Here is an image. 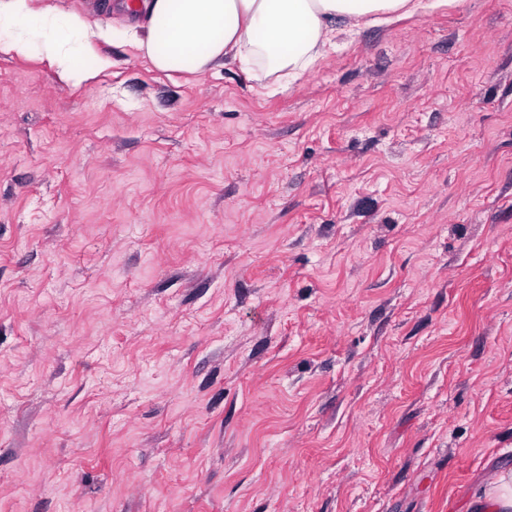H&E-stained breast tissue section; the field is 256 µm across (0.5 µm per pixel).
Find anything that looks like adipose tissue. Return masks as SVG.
Returning <instances> with one entry per match:
<instances>
[{"label": "adipose tissue", "instance_id": "1", "mask_svg": "<svg viewBox=\"0 0 512 512\" xmlns=\"http://www.w3.org/2000/svg\"><path fill=\"white\" fill-rule=\"evenodd\" d=\"M425 0H140L144 36L102 29L78 12L31 0H0V52L51 62L68 82L91 74L76 68L96 42L123 37L161 71L205 73L228 59L255 79H296L336 50L337 22L348 31L374 16H410Z\"/></svg>", "mask_w": 512, "mask_h": 512}]
</instances>
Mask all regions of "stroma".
Segmentation results:
<instances>
[{
	"mask_svg": "<svg viewBox=\"0 0 512 512\" xmlns=\"http://www.w3.org/2000/svg\"><path fill=\"white\" fill-rule=\"evenodd\" d=\"M98 51L0 54V512H472L512 470V0L275 89Z\"/></svg>",
	"mask_w": 512,
	"mask_h": 512,
	"instance_id": "stroma-1",
	"label": "stroma"
}]
</instances>
